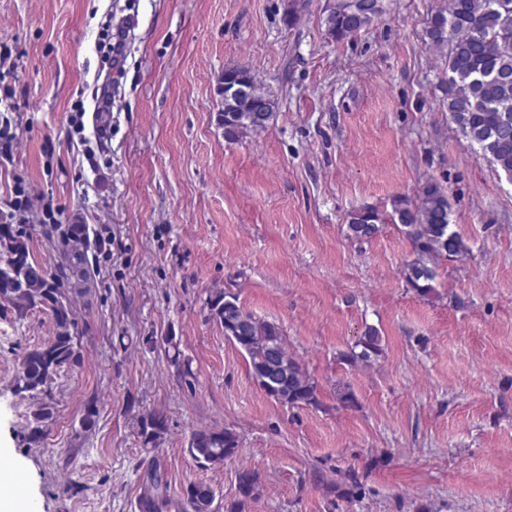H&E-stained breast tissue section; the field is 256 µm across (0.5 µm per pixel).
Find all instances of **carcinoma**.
<instances>
[{
    "label": "carcinoma",
    "instance_id": "obj_1",
    "mask_svg": "<svg viewBox=\"0 0 512 512\" xmlns=\"http://www.w3.org/2000/svg\"><path fill=\"white\" fill-rule=\"evenodd\" d=\"M383 0H372L363 9L358 0H340L332 11H322L326 34L335 41L350 39L367 29L383 14ZM428 50L444 66L443 105L450 113L470 148L480 152L497 169L512 177V0H448L427 22ZM224 82L248 89L242 97H224V138L238 141L266 130L273 120L274 101L255 74L246 66L224 70ZM393 213L409 238L416 258L407 265V286L420 296L435 293V264L440 259L460 258L467 252L462 237L450 224L448 196L436 183L424 185L419 202L397 200ZM385 223L376 208L363 207L349 214L347 236L368 240ZM90 225L0 224V303L11 307L18 319L36 308L52 316V331L46 342L28 350L15 377L17 391L39 400L34 426L27 438L37 443L42 423L53 415L52 387L61 373L81 364L78 342L79 322L71 294H78L94 283L98 267L89 253L96 250ZM43 237L51 242L55 256L39 261L31 241ZM222 291L210 294V314L224 324V336L246 354L250 375L274 400L291 407H319L317 386L298 360L288 354L279 325L256 318L239 304L225 305ZM165 358L177 376L188 386L194 373L190 360L175 337H166ZM382 353V337L368 328L350 351L342 354L349 363H368ZM96 402L87 403L80 418L83 432L93 431L98 422ZM166 417L152 413L140 419L138 437L145 453L155 451L167 432ZM188 453L205 470L221 469L239 454L238 435L227 428L195 431ZM142 505L147 512H163L169 501L167 483L155 461H150ZM256 471L243 468L237 474V497L224 505V512H245L259 491ZM186 512H219L216 491L204 482H193L183 491Z\"/></svg>",
    "mask_w": 512,
    "mask_h": 512
}]
</instances>
